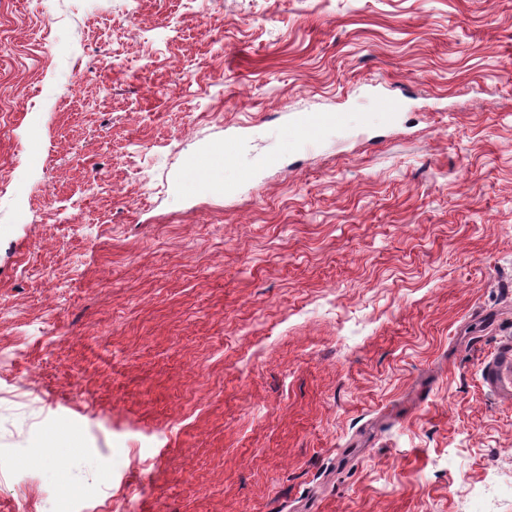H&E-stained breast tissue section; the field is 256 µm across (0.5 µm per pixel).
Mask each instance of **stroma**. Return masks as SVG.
Here are the masks:
<instances>
[{
    "instance_id": "stroma-1",
    "label": "stroma",
    "mask_w": 512,
    "mask_h": 512,
    "mask_svg": "<svg viewBox=\"0 0 512 512\" xmlns=\"http://www.w3.org/2000/svg\"><path fill=\"white\" fill-rule=\"evenodd\" d=\"M0 41V512H512V0H0ZM342 112H303L294 118L282 131L285 148L304 145L313 149L317 144L318 131L327 126H341L345 122ZM483 382L497 397L512 398V338L502 340L482 370Z\"/></svg>"
}]
</instances>
